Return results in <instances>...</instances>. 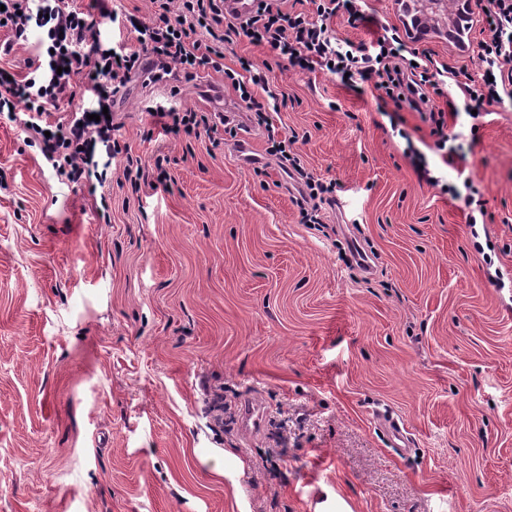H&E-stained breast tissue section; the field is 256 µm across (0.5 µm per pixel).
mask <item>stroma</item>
<instances>
[{"instance_id": "obj_1", "label": "stroma", "mask_w": 512, "mask_h": 512, "mask_svg": "<svg viewBox=\"0 0 512 512\" xmlns=\"http://www.w3.org/2000/svg\"><path fill=\"white\" fill-rule=\"evenodd\" d=\"M457 8L441 0L426 37L402 0L327 26L357 45L394 28L473 74L482 24L448 37ZM240 57L286 94L269 118L306 170L337 183L324 230L301 222L297 178L223 75L174 94L134 74L112 104L122 151L97 148L102 174L81 184L0 118V512H512V108L476 121L456 85L432 97L456 105L449 166L431 123L373 85L245 38L224 48ZM209 83L259 169L229 131L149 136L150 108L208 111ZM159 157L168 189L125 178ZM356 247L372 270L348 264Z\"/></svg>"}]
</instances>
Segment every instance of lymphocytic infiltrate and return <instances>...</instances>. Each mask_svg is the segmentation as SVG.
I'll list each match as a JSON object with an SVG mask.
<instances>
[{"instance_id": "f902f5d3", "label": "lymphocytic infiltrate", "mask_w": 512, "mask_h": 512, "mask_svg": "<svg viewBox=\"0 0 512 512\" xmlns=\"http://www.w3.org/2000/svg\"><path fill=\"white\" fill-rule=\"evenodd\" d=\"M148 21L127 15L135 29L136 47L116 45L90 49L98 34L91 11L69 5L68 0H0V21L14 41L28 38L30 26L45 28L42 52L28 58L23 78H10L0 67V115L21 118L26 132L36 134L43 156L68 181L87 180L97 146L117 152L114 125L103 118L105 107L125 87L133 71L149 68L154 79L172 72L191 76L201 71L223 74L241 101L264 115L279 111L286 97L269 84L252 61L243 58L238 68L224 65V47L243 36L266 46L290 68L318 70L346 77L348 83H373L396 104H407L431 122L438 150H445L448 135L444 110L427 106L430 96L447 97L441 75L451 73L445 62L426 53L405 57L398 32L375 36L369 43L346 48L331 37L327 20L346 17L349 24L369 23L361 0H306L307 10L286 11L281 0H259L255 13L239 25H225L224 0H152ZM485 37L480 44L479 72L459 81L468 110L478 117L503 99H512V0H478ZM83 78L95 98L93 110L78 109L67 119L50 122L52 109L73 96V81ZM155 123L167 135L197 140L216 132L206 113L162 107L152 112Z\"/></svg>"}]
</instances>
